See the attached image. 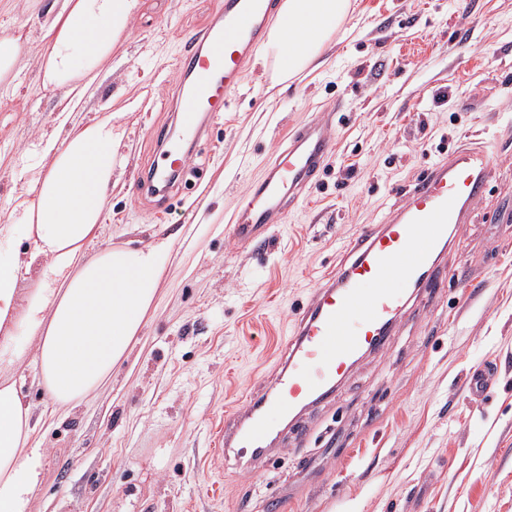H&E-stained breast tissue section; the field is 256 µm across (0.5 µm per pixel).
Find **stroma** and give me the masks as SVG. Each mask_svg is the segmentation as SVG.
<instances>
[{
    "mask_svg": "<svg viewBox=\"0 0 512 512\" xmlns=\"http://www.w3.org/2000/svg\"><path fill=\"white\" fill-rule=\"evenodd\" d=\"M0 12L17 38L0 84V225L38 172L32 143L64 118L126 111L124 166L112 176L113 246L182 233L141 341L95 399L52 413L25 387L46 450L38 512H512V0H351L322 65L276 84L249 65L230 111L211 122L177 195H133L152 130L174 122L173 63L214 0H144L132 33L81 102L43 86L39 59L53 0ZM341 101L336 152L266 241L231 237L239 197L275 149ZM499 145L490 194L456 229L441 268L451 288L411 307L392 348L359 359L335 401L310 411L307 440L284 435L274 461L218 467L225 412L258 390L295 313L365 224L380 223L422 171L449 152ZM498 367L471 401L462 381Z\"/></svg>",
    "mask_w": 512,
    "mask_h": 512,
    "instance_id": "35a3bbf8",
    "label": "stroma"
}]
</instances>
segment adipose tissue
<instances>
[{
	"instance_id": "obj_1",
	"label": "adipose tissue",
	"mask_w": 512,
	"mask_h": 512,
	"mask_svg": "<svg viewBox=\"0 0 512 512\" xmlns=\"http://www.w3.org/2000/svg\"><path fill=\"white\" fill-rule=\"evenodd\" d=\"M350 0H283L262 49L286 81L319 66L324 46L349 14ZM142 0H62L46 30L45 84L86 90L129 38ZM121 112L71 124L62 141L39 142L50 157L30 198L0 226V512H34L46 451L14 366L32 352L35 381L54 407L95 397L127 360L177 243L169 235L140 247L100 244L112 174L121 161ZM34 276L27 296L21 274Z\"/></svg>"
}]
</instances>
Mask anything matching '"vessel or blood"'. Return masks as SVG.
I'll return each mask as SVG.
<instances>
[{"instance_id":"obj_1","label":"vessel or blood","mask_w":512,"mask_h":512,"mask_svg":"<svg viewBox=\"0 0 512 512\" xmlns=\"http://www.w3.org/2000/svg\"><path fill=\"white\" fill-rule=\"evenodd\" d=\"M281 3L216 0L199 33L183 44L173 100L180 134L157 138L150 184L167 190L193 174L188 146L198 143L207 120L229 110ZM339 111L330 105L276 150L265 175L238 202L232 229L238 244L263 239L305 197L335 153ZM496 156L483 146L448 155L421 174L382 223L360 228L348 259L297 310L280 366L260 392L225 417V460L239 467L272 460L281 421L304 434L302 411L331 399L361 355L389 347L394 325L411 302L429 291L444 292L448 278L440 260L453 244V228L468 223L488 194ZM492 379L491 368L481 365L466 375L463 387L480 398Z\"/></svg>"}]
</instances>
